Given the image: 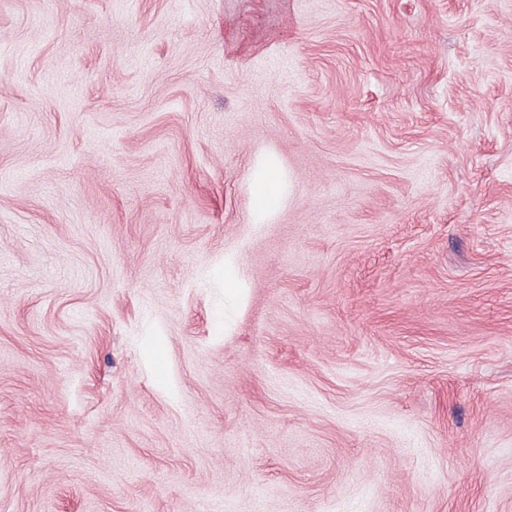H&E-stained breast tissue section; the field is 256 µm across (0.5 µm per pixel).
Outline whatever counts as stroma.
Returning a JSON list of instances; mask_svg holds the SVG:
<instances>
[{
    "mask_svg": "<svg viewBox=\"0 0 512 512\" xmlns=\"http://www.w3.org/2000/svg\"><path fill=\"white\" fill-rule=\"evenodd\" d=\"M0 512H512V0H0ZM281 189L280 174L277 168L270 164L259 173L251 185L256 212L266 214L273 210L278 203Z\"/></svg>",
    "mask_w": 512,
    "mask_h": 512,
    "instance_id": "1",
    "label": "stroma"
}]
</instances>
